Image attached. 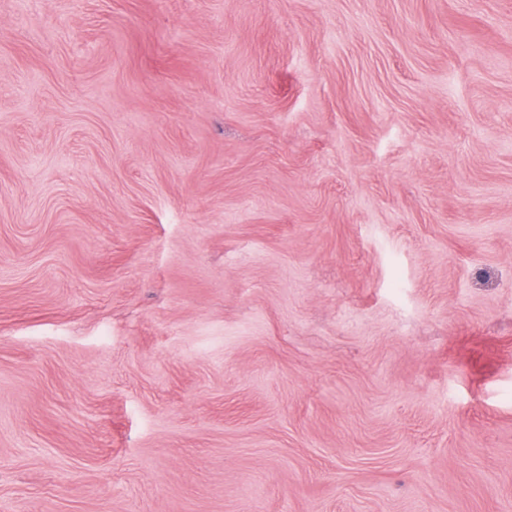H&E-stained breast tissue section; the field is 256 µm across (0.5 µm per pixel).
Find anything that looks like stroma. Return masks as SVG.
I'll use <instances>...</instances> for the list:
<instances>
[{"instance_id":"1","label":"stroma","mask_w":512,"mask_h":512,"mask_svg":"<svg viewBox=\"0 0 512 512\" xmlns=\"http://www.w3.org/2000/svg\"><path fill=\"white\" fill-rule=\"evenodd\" d=\"M0 512H512V0H0Z\"/></svg>"}]
</instances>
